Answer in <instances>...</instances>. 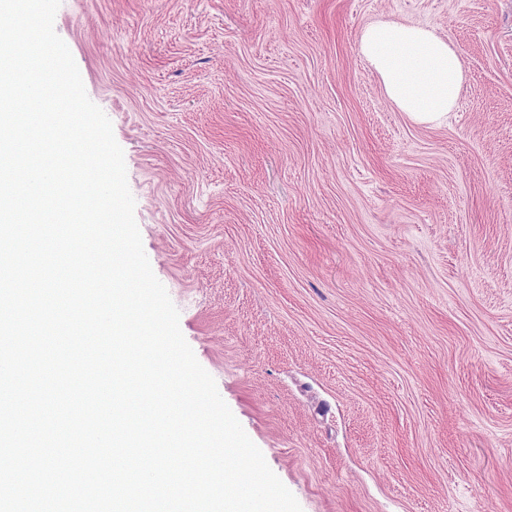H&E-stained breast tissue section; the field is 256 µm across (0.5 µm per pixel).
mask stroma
I'll return each instance as SVG.
<instances>
[{
    "label": "stroma",
    "mask_w": 512,
    "mask_h": 512,
    "mask_svg": "<svg viewBox=\"0 0 512 512\" xmlns=\"http://www.w3.org/2000/svg\"><path fill=\"white\" fill-rule=\"evenodd\" d=\"M431 28L411 122L359 54ZM155 277L302 512H512V0H61ZM359 52L411 121L448 122L464 81L463 62L450 42L421 26L379 21L362 31Z\"/></svg>",
    "instance_id": "1"
}]
</instances>
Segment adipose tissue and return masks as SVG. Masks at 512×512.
Listing matches in <instances>:
<instances>
[{"mask_svg": "<svg viewBox=\"0 0 512 512\" xmlns=\"http://www.w3.org/2000/svg\"><path fill=\"white\" fill-rule=\"evenodd\" d=\"M359 52L411 121L447 123L464 81L463 62L450 42L421 26L379 21L362 31Z\"/></svg>", "mask_w": 512, "mask_h": 512, "instance_id": "ef3b65f1", "label": "adipose tissue"}]
</instances>
